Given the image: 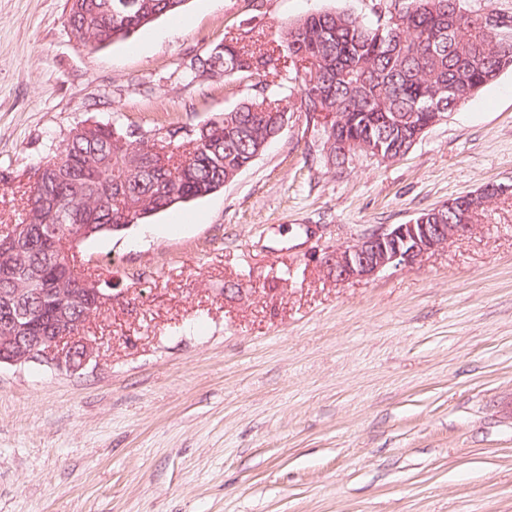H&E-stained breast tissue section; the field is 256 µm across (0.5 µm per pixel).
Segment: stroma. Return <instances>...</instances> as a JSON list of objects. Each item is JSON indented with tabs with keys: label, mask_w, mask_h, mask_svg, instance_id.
Returning a JSON list of instances; mask_svg holds the SVG:
<instances>
[{
	"label": "stroma",
	"mask_w": 512,
	"mask_h": 512,
	"mask_svg": "<svg viewBox=\"0 0 512 512\" xmlns=\"http://www.w3.org/2000/svg\"><path fill=\"white\" fill-rule=\"evenodd\" d=\"M391 0H188L90 53L67 0H0V225L72 128L194 129L259 90L288 121L224 188L81 242L111 283L81 370L0 366V512H512V198L339 283L313 251L512 183V70L403 157L345 165L290 78L191 79L217 45Z\"/></svg>",
	"instance_id": "1"
}]
</instances>
